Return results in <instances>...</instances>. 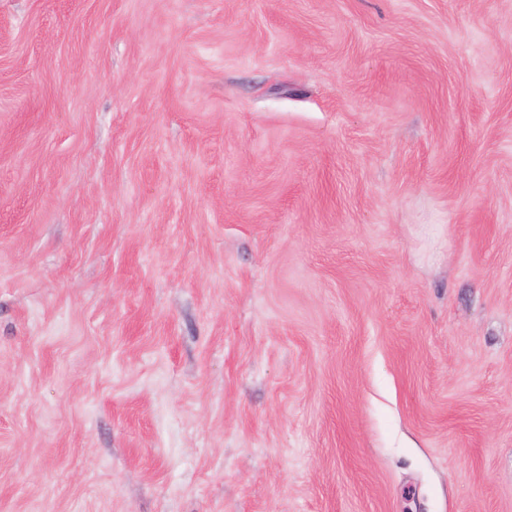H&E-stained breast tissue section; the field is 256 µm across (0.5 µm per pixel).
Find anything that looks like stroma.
I'll list each match as a JSON object with an SVG mask.
<instances>
[{
  "label": "stroma",
  "instance_id": "1",
  "mask_svg": "<svg viewBox=\"0 0 512 512\" xmlns=\"http://www.w3.org/2000/svg\"><path fill=\"white\" fill-rule=\"evenodd\" d=\"M0 512H512V0H0Z\"/></svg>",
  "mask_w": 512,
  "mask_h": 512
}]
</instances>
